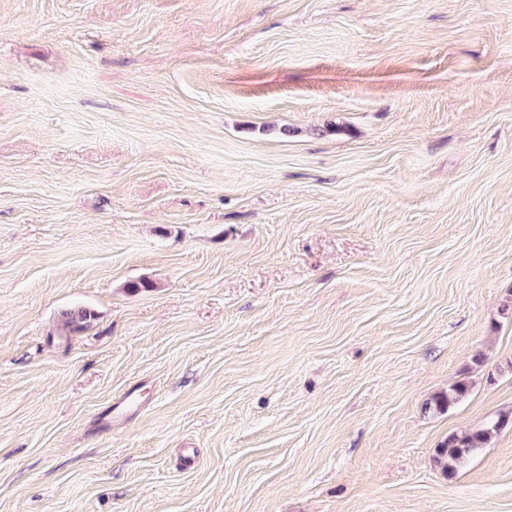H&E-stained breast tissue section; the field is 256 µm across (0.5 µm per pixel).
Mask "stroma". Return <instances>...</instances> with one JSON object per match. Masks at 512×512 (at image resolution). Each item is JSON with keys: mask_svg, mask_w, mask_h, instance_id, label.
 Segmentation results:
<instances>
[{"mask_svg": "<svg viewBox=\"0 0 512 512\" xmlns=\"http://www.w3.org/2000/svg\"><path fill=\"white\" fill-rule=\"evenodd\" d=\"M502 414L512 0H0V512H512ZM509 419L505 414L476 431L449 434L439 448H436L435 463L446 476L452 477L461 463L479 452L494 434L508 426Z\"/></svg>", "mask_w": 512, "mask_h": 512, "instance_id": "35a3bbf8", "label": "stroma"}]
</instances>
